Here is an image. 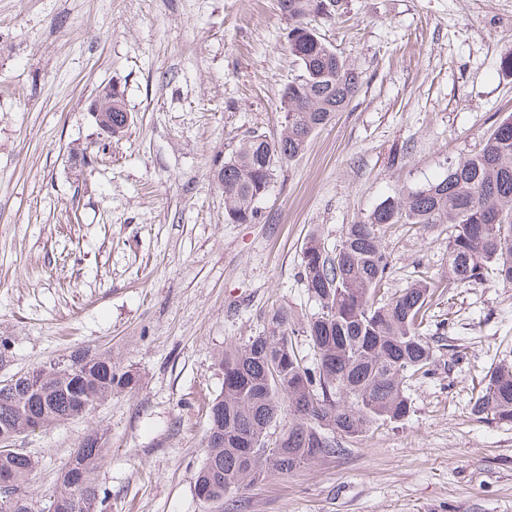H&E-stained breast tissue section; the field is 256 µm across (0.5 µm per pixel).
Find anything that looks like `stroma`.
I'll list each match as a JSON object with an SVG mask.
<instances>
[{
	"label": "stroma",
	"mask_w": 512,
	"mask_h": 512,
	"mask_svg": "<svg viewBox=\"0 0 512 512\" xmlns=\"http://www.w3.org/2000/svg\"><path fill=\"white\" fill-rule=\"evenodd\" d=\"M320 36L364 77L343 112L278 167L251 224L224 219L212 177L253 133L280 131L300 69L277 0H0V380L108 353L135 389L21 437L35 512L83 436L104 433L103 512H223L195 492L217 357L272 309L318 312L301 274L317 235L444 177L512 113V0H339ZM133 121L91 116L101 88ZM448 227L381 235L396 291L440 281L423 326L436 350L408 382L406 420L239 493L240 512H512V425L470 413L512 362V288L451 287ZM110 93H112V97H109L108 102H106L102 105L97 100L94 102V104L92 106V114L96 118L98 126L100 127L101 130H103L105 133H107L111 138H112V134L118 132V136H121V137H119L117 139H120L125 135L130 124L127 127L121 128L120 126L113 123V130H112V112H116L115 114H116V118H117L119 113L123 112V108H122L123 102H122V97L114 88H112L110 90ZM104 112H109V113H107L108 115H106ZM118 136H115V137H118Z\"/></svg>",
	"instance_id": "stroma-1"
}]
</instances>
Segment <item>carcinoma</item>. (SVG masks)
<instances>
[{
	"mask_svg": "<svg viewBox=\"0 0 512 512\" xmlns=\"http://www.w3.org/2000/svg\"><path fill=\"white\" fill-rule=\"evenodd\" d=\"M288 20V52L300 74L282 94L277 138L250 136L221 164L225 219L254 222L278 165L293 161L312 134L343 111L363 84L313 28L331 18L339 0H277ZM390 224H446L452 284L493 280L512 287V114L497 123L482 149L448 165L445 177L388 197L359 224L345 228L332 255L307 238L301 267L320 310L301 327L314 351L309 366L294 350L288 311L269 314L257 336L224 348L218 359L224 387L209 405L205 455L196 488L218 502L273 476L291 474L341 451L354 439L409 416L406 382L431 374L433 343L421 333L438 284L428 278L395 293L386 288L388 259L380 244ZM60 380L36 370L25 390L0 391V431L25 435L112 394L136 387L135 373L118 371L108 354H93ZM471 406L479 421L512 424V365L489 368ZM56 478V494L77 502L76 512H98L95 472L105 452L103 434L87 433ZM38 461L26 450L0 447V480L26 487ZM0 512H33L26 495L0 492Z\"/></svg>",
	"mask_w": 512,
	"mask_h": 512,
	"instance_id": "obj_1",
	"label": "carcinoma"
}]
</instances>
